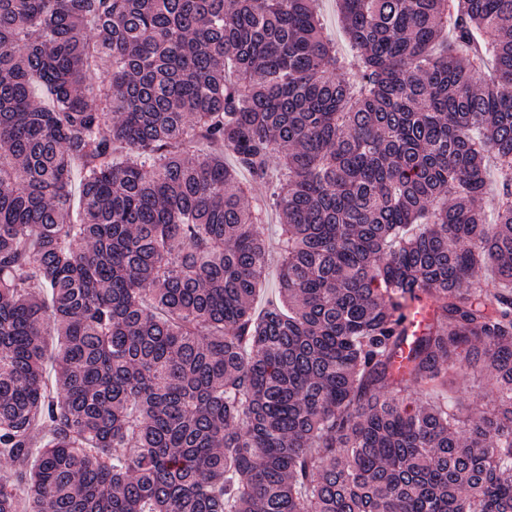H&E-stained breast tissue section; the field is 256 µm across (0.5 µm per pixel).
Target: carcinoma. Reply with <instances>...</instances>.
I'll return each mask as SVG.
<instances>
[{"instance_id":"cac0c4a2","label":"carcinoma","mask_w":512,"mask_h":512,"mask_svg":"<svg viewBox=\"0 0 512 512\" xmlns=\"http://www.w3.org/2000/svg\"><path fill=\"white\" fill-rule=\"evenodd\" d=\"M316 3L0 0V512H512V0ZM319 9L328 33L336 40L342 50H347L341 29L338 0H320ZM278 224H282V218L279 216V212L274 209H268L263 233L268 240L273 256L267 268L266 279L262 287L259 288V292L254 301V307L257 312L265 310L271 302L275 300L278 293V269L277 260L276 257H274L278 243ZM465 383L467 387L462 390L464 407L461 409L463 415H479L493 407L494 401L489 388L479 377L468 376L460 380V385Z\"/></svg>"}]
</instances>
